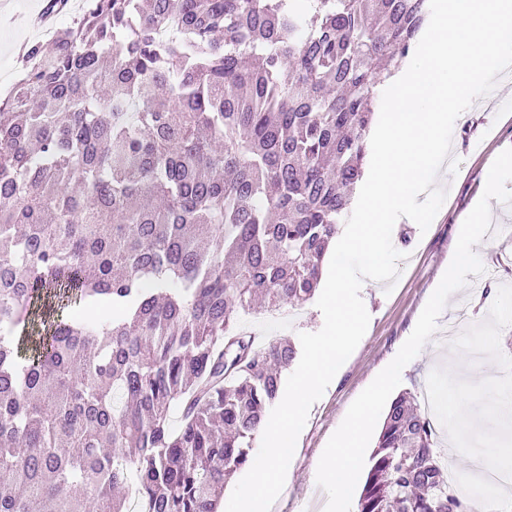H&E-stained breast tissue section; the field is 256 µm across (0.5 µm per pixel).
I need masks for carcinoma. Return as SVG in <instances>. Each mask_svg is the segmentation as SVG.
<instances>
[{
    "instance_id": "cac0c4a2",
    "label": "carcinoma",
    "mask_w": 512,
    "mask_h": 512,
    "mask_svg": "<svg viewBox=\"0 0 512 512\" xmlns=\"http://www.w3.org/2000/svg\"><path fill=\"white\" fill-rule=\"evenodd\" d=\"M428 0H87L0 100V512H218ZM77 305L59 313L53 299ZM54 313L30 336L31 307ZM183 425L169 426L172 406ZM409 392L358 512H469ZM319 296L317 292L313 301L301 309L285 308L274 314L242 315L237 323L239 330L255 336L257 344H263L275 337L291 336L298 345L299 353L296 360L290 368L283 372L282 393L285 392L287 378L296 369L301 358L302 348L298 334L300 332H316L323 325L319 318V309L316 306Z\"/></svg>"
}]
</instances>
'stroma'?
<instances>
[{
  "instance_id": "1",
  "label": "stroma",
  "mask_w": 512,
  "mask_h": 512,
  "mask_svg": "<svg viewBox=\"0 0 512 512\" xmlns=\"http://www.w3.org/2000/svg\"><path fill=\"white\" fill-rule=\"evenodd\" d=\"M41 30L31 26L0 29V98L21 78L24 64L17 58L19 44L41 40ZM454 167L442 168L437 178L447 197L427 232H420L409 218L397 220L394 247L404 253L399 261L400 277L394 288L370 280L361 297L370 314L361 342L339 369L323 396L311 407L290 462L284 487L270 512H324L327 495L316 482L318 462L327 441L342 423L350 405L375 377L395 358L411 335L428 299L453 258L462 223L481 198L489 168L496 156L512 148V78L498 79L494 90L475 100L456 120L452 132ZM491 221L496 228L487 232L475 251L483 264L495 273L490 283L492 300L480 302L479 292L463 288L468 298L469 323L456 349L448 347V319L457 308L450 297L438 318V330L421 352L401 372L400 390L416 395L419 403L439 399L441 380L449 362L464 366L466 386L483 393L475 407L483 416V435H498L503 425L512 426V415H504L497 402L512 387V355L499 346L475 358L469 347L484 337L512 333V236L500 233V226L512 227V205L490 203ZM237 326L262 344L275 337L298 336L321 329L316 304L301 309H282L274 314L244 315ZM437 442L457 465L468 467L483 450L482 440L459 445L448 430V410L439 407L434 419Z\"/></svg>"
}]
</instances>
